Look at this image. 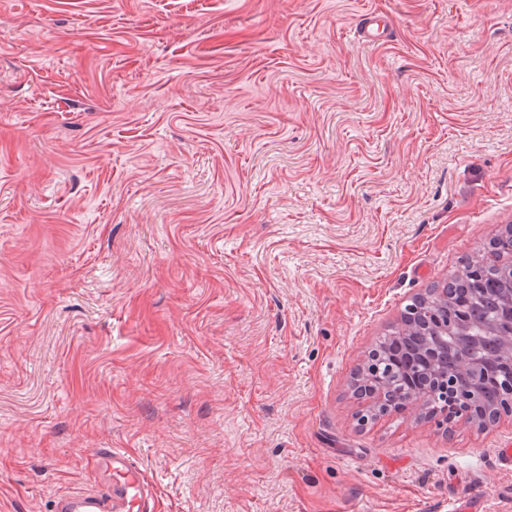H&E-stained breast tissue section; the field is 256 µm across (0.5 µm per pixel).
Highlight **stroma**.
<instances>
[{"label":"stroma","mask_w":512,"mask_h":512,"mask_svg":"<svg viewBox=\"0 0 512 512\" xmlns=\"http://www.w3.org/2000/svg\"><path fill=\"white\" fill-rule=\"evenodd\" d=\"M510 224L512 0H0V512H512V416L349 387ZM93 471L103 488L93 494H60L53 512H150L152 489L143 470L115 448H98Z\"/></svg>","instance_id":"1"}]
</instances>
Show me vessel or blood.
Masks as SVG:
<instances>
[{
  "instance_id": "1",
  "label": "vessel or blood",
  "mask_w": 512,
  "mask_h": 512,
  "mask_svg": "<svg viewBox=\"0 0 512 512\" xmlns=\"http://www.w3.org/2000/svg\"><path fill=\"white\" fill-rule=\"evenodd\" d=\"M93 471L103 487L93 494H61L53 512H151L152 489L143 470L125 452L97 449Z\"/></svg>"
}]
</instances>
